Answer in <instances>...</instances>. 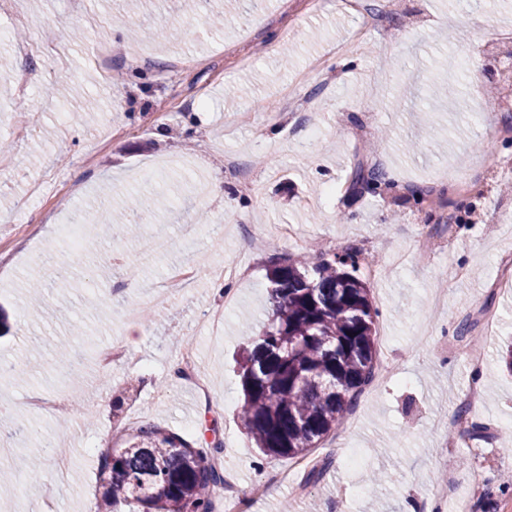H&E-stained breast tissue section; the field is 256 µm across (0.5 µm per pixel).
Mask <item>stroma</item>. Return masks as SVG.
<instances>
[{"label":"stroma","instance_id":"1","mask_svg":"<svg viewBox=\"0 0 512 512\" xmlns=\"http://www.w3.org/2000/svg\"><path fill=\"white\" fill-rule=\"evenodd\" d=\"M0 0V305L12 324L0 338V447L16 474L0 482V512H34L55 491L56 512H96L99 457L123 437L153 424L196 442L217 425L224 476L246 512H458L483 469L488 502L472 512H512V374L503 357L512 344V280L499 266L512 256V111L487 96L488 50L512 34V0H241L233 21L212 28L184 0ZM176 40L153 38L163 27ZM471 69L456 78L459 61ZM28 78L16 94L9 78ZM383 170L387 186L352 193L353 172ZM224 192L211 194L214 178ZM167 191L173 207L156 210L153 228L169 241L145 255L121 222L129 195ZM112 212V237L95 225L77 254L55 239L100 207ZM483 221L471 223L470 212ZM204 214L191 243L176 226ZM294 225L287 240L282 228ZM453 236L447 256L422 246ZM360 249L376 270L365 278L388 338L393 369L364 387L343 424L312 453L332 465L318 485L294 491L275 481L287 459L254 448L239 416L237 316L266 318L268 267L276 258ZM74 270V286L52 288L43 259ZM195 266L192 288L151 298L168 268ZM241 263L224 307L212 267ZM469 269L466 279L457 268ZM224 309L222 335L197 328L205 311ZM472 322L485 360L473 369L454 345ZM433 331L418 343L421 325ZM137 330L124 362L99 356ZM196 347V371L211 389L202 400L174 369L184 340ZM69 343L81 377L71 381L56 357ZM481 394L469 423L482 426L476 447L448 445L460 397ZM60 403L42 414L33 398ZM124 411L113 416L112 405ZM64 438L73 461L57 480L18 418Z\"/></svg>","mask_w":512,"mask_h":512}]
</instances>
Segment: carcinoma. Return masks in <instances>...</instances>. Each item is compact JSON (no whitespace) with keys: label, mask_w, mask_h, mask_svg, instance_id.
I'll return each mask as SVG.
<instances>
[{"label":"carcinoma","mask_w":512,"mask_h":512,"mask_svg":"<svg viewBox=\"0 0 512 512\" xmlns=\"http://www.w3.org/2000/svg\"><path fill=\"white\" fill-rule=\"evenodd\" d=\"M384 174L359 168L351 189L375 191ZM358 254L314 266L292 257L267 272L268 323L248 337L239 363L241 420L255 447L303 458L335 430L374 376V317L368 284L353 274ZM221 442L195 448L142 426L126 447L102 454L97 512H215L224 487Z\"/></svg>","instance_id":"cac0c4a2"}]
</instances>
